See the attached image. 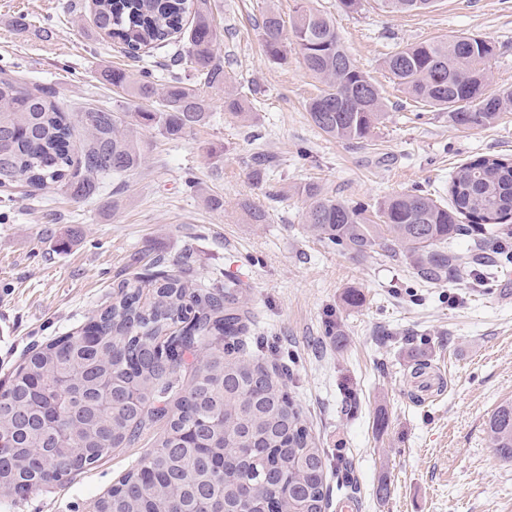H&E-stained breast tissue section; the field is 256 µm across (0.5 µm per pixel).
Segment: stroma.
<instances>
[{"instance_id":"1","label":"stroma","mask_w":512,"mask_h":512,"mask_svg":"<svg viewBox=\"0 0 512 512\" xmlns=\"http://www.w3.org/2000/svg\"><path fill=\"white\" fill-rule=\"evenodd\" d=\"M295 5L214 0L224 71L256 89L250 121L225 112L217 95L208 122L183 140L137 129L146 165L108 180L97 199L76 202L53 187L0 192V382L28 348L81 330L119 283L160 255L173 268L189 263L202 283H241L251 335L288 363V390L326 451L327 512H340L344 493L334 485L348 465L357 482L352 512H512V462L498 459L487 438L493 410L512 398V298L502 293L512 262L489 276L424 284L385 251L355 258L327 247L307 230L308 201L297 192L314 183L371 205L414 190L444 197L461 164L512 159V112L482 130H455L447 115L419 112L383 68L402 46L473 34L495 44L494 81L512 88V0H437L411 15L369 6L350 14L339 0H309L385 98V120L362 144L312 124L304 103L321 84L296 54L278 65L263 53L262 12L287 22ZM21 17L26 27H17ZM174 52L129 58L95 31L89 0H0V68L54 92L69 112L124 104L121 90L95 79L99 67L146 68L162 84ZM256 152L279 161L262 189L247 177ZM188 174L223 208L187 190ZM244 201L265 209L267 223H244ZM352 289L362 296L356 308L341 302ZM332 321L340 336L329 334ZM420 363L444 379L434 396L418 390ZM150 450L146 438L116 449L65 486L30 494L23 512H89Z\"/></svg>"}]
</instances>
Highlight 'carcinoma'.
I'll return each mask as SVG.
<instances>
[{"instance_id": "obj_1", "label": "carcinoma", "mask_w": 512, "mask_h": 512, "mask_svg": "<svg viewBox=\"0 0 512 512\" xmlns=\"http://www.w3.org/2000/svg\"><path fill=\"white\" fill-rule=\"evenodd\" d=\"M385 13L428 10L435 0H374ZM96 30L132 56L176 39L179 71L158 85L105 66L100 81L131 105L67 113L46 90L0 76V189L55 184L88 201L114 175L146 163L134 135L151 128L181 140L209 118L202 89L224 92V110L240 118L247 94L227 85L217 55L212 0H93ZM265 55L288 62L293 45L323 88L305 104L325 135L351 143L372 139L384 116L380 88L355 64L330 17L297 0L290 30L265 10L259 24ZM495 46L475 35L424 41L384 60L391 81L411 100L448 113L462 130L483 129L512 111V90L494 89L488 63ZM275 158L255 154L249 178L263 187ZM304 223L319 240L352 255L383 248L431 281L455 276L469 257L448 249L462 234L460 218L484 226L491 241L512 235V161L481 157L460 165L448 185L450 204L423 190L354 205L303 186ZM234 281L198 285L189 266L176 273L157 256L146 273L118 285L115 302L95 316L97 334L58 336L29 349L0 385V507L16 512L28 494L96 466L164 421L153 451L91 508L108 512H238L243 496L271 512H325V450L288 393V369L246 352L247 312ZM190 381H182L185 373ZM496 455L512 462V400L488 421Z\"/></svg>"}]
</instances>
